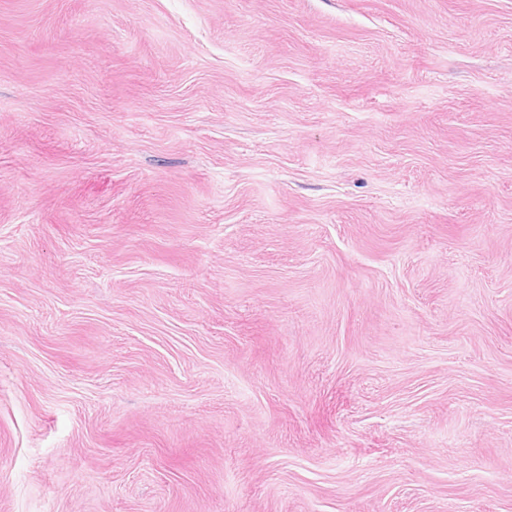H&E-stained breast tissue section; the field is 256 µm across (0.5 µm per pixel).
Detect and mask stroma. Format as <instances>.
Listing matches in <instances>:
<instances>
[{
    "label": "stroma",
    "mask_w": 512,
    "mask_h": 512,
    "mask_svg": "<svg viewBox=\"0 0 512 512\" xmlns=\"http://www.w3.org/2000/svg\"><path fill=\"white\" fill-rule=\"evenodd\" d=\"M0 512H512V0H0Z\"/></svg>",
    "instance_id": "obj_1"
}]
</instances>
